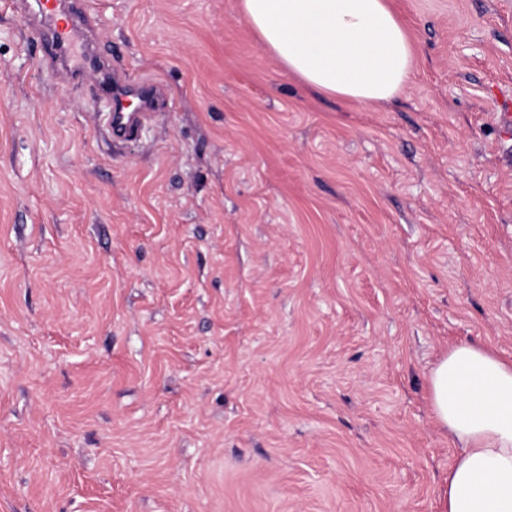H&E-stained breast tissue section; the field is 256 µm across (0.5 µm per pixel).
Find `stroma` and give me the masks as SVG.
<instances>
[{
	"instance_id": "obj_1",
	"label": "stroma",
	"mask_w": 512,
	"mask_h": 512,
	"mask_svg": "<svg viewBox=\"0 0 512 512\" xmlns=\"http://www.w3.org/2000/svg\"><path fill=\"white\" fill-rule=\"evenodd\" d=\"M390 3L364 105L240 0H85L170 101L118 141L0 0V512H441L429 372L512 358V0Z\"/></svg>"
}]
</instances>
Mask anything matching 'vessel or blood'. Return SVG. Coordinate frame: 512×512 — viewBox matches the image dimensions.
Instances as JSON below:
<instances>
[{"label":"vessel or blood","mask_w":512,"mask_h":512,"mask_svg":"<svg viewBox=\"0 0 512 512\" xmlns=\"http://www.w3.org/2000/svg\"><path fill=\"white\" fill-rule=\"evenodd\" d=\"M71 0H40L37 28L50 62L70 68L72 76L93 79L104 92L108 107L106 120L110 133L119 140L133 139L149 113L162 108L165 96L160 87L134 88L113 77L109 63L97 54L85 53L79 66H72V49L83 38Z\"/></svg>","instance_id":"vessel-or-blood-1"}]
</instances>
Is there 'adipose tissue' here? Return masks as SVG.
<instances>
[{"label": "adipose tissue", "instance_id": "1", "mask_svg": "<svg viewBox=\"0 0 512 512\" xmlns=\"http://www.w3.org/2000/svg\"><path fill=\"white\" fill-rule=\"evenodd\" d=\"M267 52L312 90L383 104L414 57L388 0H241ZM430 405L459 453L443 512H512V360L462 341L430 373Z\"/></svg>", "mask_w": 512, "mask_h": 512}]
</instances>
